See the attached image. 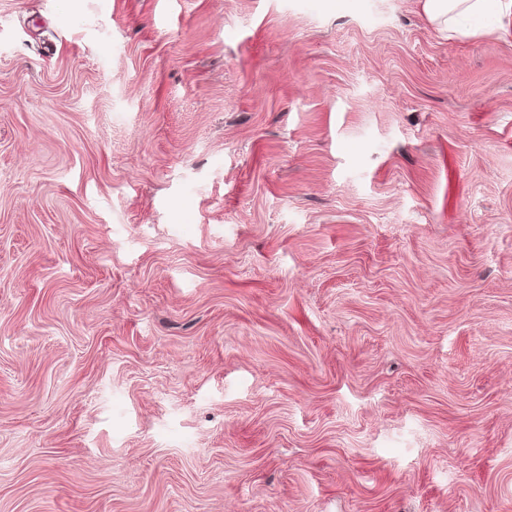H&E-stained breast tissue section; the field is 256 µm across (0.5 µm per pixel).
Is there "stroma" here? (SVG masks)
Returning a JSON list of instances; mask_svg holds the SVG:
<instances>
[{
  "mask_svg": "<svg viewBox=\"0 0 512 512\" xmlns=\"http://www.w3.org/2000/svg\"><path fill=\"white\" fill-rule=\"evenodd\" d=\"M0 512H512V35L0 0Z\"/></svg>",
  "mask_w": 512,
  "mask_h": 512,
  "instance_id": "35a3bbf8",
  "label": "stroma"
}]
</instances>
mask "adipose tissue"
I'll return each instance as SVG.
<instances>
[{
    "label": "adipose tissue",
    "instance_id": "ef3b65f1",
    "mask_svg": "<svg viewBox=\"0 0 512 512\" xmlns=\"http://www.w3.org/2000/svg\"><path fill=\"white\" fill-rule=\"evenodd\" d=\"M423 9L439 32L469 37L481 31L484 18L512 17V0H424Z\"/></svg>",
    "mask_w": 512,
    "mask_h": 512
}]
</instances>
